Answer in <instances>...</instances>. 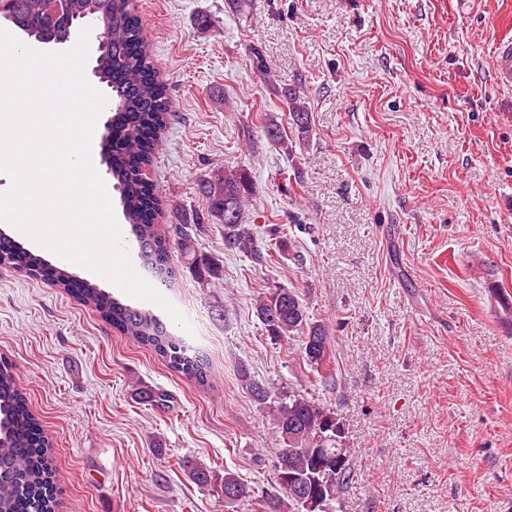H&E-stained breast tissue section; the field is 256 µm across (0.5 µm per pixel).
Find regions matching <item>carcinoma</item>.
I'll list each match as a JSON object with an SVG mask.
<instances>
[{"label": "carcinoma", "instance_id": "1", "mask_svg": "<svg viewBox=\"0 0 512 512\" xmlns=\"http://www.w3.org/2000/svg\"><path fill=\"white\" fill-rule=\"evenodd\" d=\"M45 0H8L4 19L30 38L41 39L51 25L44 14ZM57 20L92 19L103 29L104 47L99 50L95 73L106 82L121 109L112 116V147L103 162L112 175L113 189L119 193L125 220L138 247L150 248L151 272L166 284L176 276L171 266L172 250L190 259L188 265L199 277L215 274V267L199 254L195 239L186 232L174 238L164 237L156 229L159 199L146 173L157 145L159 131L165 126L170 102L165 85L159 81L156 66L144 37V23L138 15L135 0H55ZM288 103L290 125L297 139L308 142L311 126L308 107L297 88L280 91ZM268 142L289 150L288 137L280 126L269 122L263 126ZM250 179L242 169L214 173L200 180L198 189L207 199L209 213L224 225V247L238 250L254 261L265 259L263 250L254 246L246 218V200ZM17 263L29 275L40 274L43 260L37 255L0 252V261ZM84 305L119 328L132 341L153 349L174 370L204 385L208 370L182 336H163L161 319L144 308L132 307L105 294L87 281L79 291ZM256 312L268 336L276 341L300 339V354L314 378L326 381L333 371L334 355L329 349L326 328L310 321L305 306L296 292L277 288L266 293L257 303ZM245 387L260 406L273 400L272 391L247 372H241ZM274 425L283 447L275 449L280 465L278 484L286 498L263 500L261 512H301L302 505L288 489V469L301 476L315 474L317 455L336 456L343 474H321L323 486L330 487L331 501L350 480L351 465L346 450L338 443L336 417L302 394L288 396L273 413ZM38 422L27 407L16 381L12 365L0 362V512H55L52 474L48 467L49 442L33 436ZM200 484L219 481L224 491L234 496L230 507L253 498L252 486L238 473L224 468V475L198 469L193 473Z\"/></svg>", "mask_w": 512, "mask_h": 512}]
</instances>
